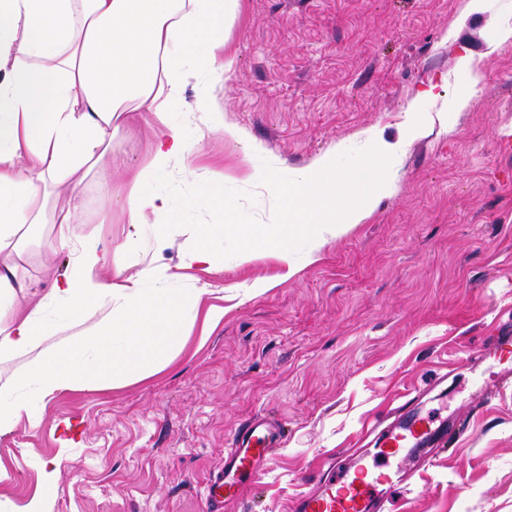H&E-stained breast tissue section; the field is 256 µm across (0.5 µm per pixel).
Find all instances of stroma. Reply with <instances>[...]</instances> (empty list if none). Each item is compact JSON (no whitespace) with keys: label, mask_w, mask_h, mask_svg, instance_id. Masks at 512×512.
I'll list each match as a JSON object with an SVG mask.
<instances>
[{"label":"stroma","mask_w":512,"mask_h":512,"mask_svg":"<svg viewBox=\"0 0 512 512\" xmlns=\"http://www.w3.org/2000/svg\"><path fill=\"white\" fill-rule=\"evenodd\" d=\"M470 2L240 0L232 77L202 72L183 88L225 127L191 143L171 177L188 187L223 174L245 193L242 208L267 222L273 202L245 166L285 174L366 148L374 131L403 142L396 185L377 190L370 216L328 239L317 261L292 253L297 273L254 295L252 283L282 272L274 257L188 268L191 229L160 243L151 225L130 223L126 172L147 164L156 128L143 113L70 202L111 250L113 269L128 277L146 261L162 264L169 288L224 317L207 328L196 314L160 372L65 392L21 417L0 437V512L32 495L50 463L59 467L55 512H203L206 478L257 415L281 425V448L223 512H288L325 477L327 458L380 452L384 432L414 414L463 432L425 449L380 512H512V384L490 352L512 334V39L499 38L512 0H483L477 11ZM413 112L431 120L423 135L405 133ZM69 260L49 240L30 243L28 285L48 293ZM64 418L74 431L58 429Z\"/></svg>","instance_id":"stroma-1"}]
</instances>
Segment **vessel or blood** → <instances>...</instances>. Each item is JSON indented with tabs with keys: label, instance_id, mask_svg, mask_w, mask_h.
<instances>
[{
	"label": "vessel or blood",
	"instance_id": "b4317fda",
	"mask_svg": "<svg viewBox=\"0 0 512 512\" xmlns=\"http://www.w3.org/2000/svg\"><path fill=\"white\" fill-rule=\"evenodd\" d=\"M447 431L446 425H434L431 418H409L400 431L386 435L383 461L369 462L361 455L331 461L329 479L292 501L290 512H378L386 485L405 478L413 452ZM279 438V430L263 416L235 434L222 466L211 473L205 488L208 512H221L225 498L256 482Z\"/></svg>",
	"mask_w": 512,
	"mask_h": 512
}]
</instances>
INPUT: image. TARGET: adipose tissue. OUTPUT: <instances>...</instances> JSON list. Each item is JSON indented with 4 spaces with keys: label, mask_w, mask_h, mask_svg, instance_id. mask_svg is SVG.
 I'll return each instance as SVG.
<instances>
[{
    "label": "adipose tissue",
    "mask_w": 512,
    "mask_h": 512,
    "mask_svg": "<svg viewBox=\"0 0 512 512\" xmlns=\"http://www.w3.org/2000/svg\"><path fill=\"white\" fill-rule=\"evenodd\" d=\"M238 0H0V360L31 356L23 379L0 382V436L34 402L64 392H98L164 369L178 350L191 295L167 289V267L146 264L112 281V252L78 231L75 208L53 187L97 173L113 139L137 112H152L157 141L139 184L184 157L190 141L223 126L198 100V126L171 120L187 78L231 76L226 54ZM49 226L75 257L48 294L18 309L25 234ZM101 318L72 343L43 349L59 322Z\"/></svg>",
    "instance_id": "adipose-tissue-1"
}]
</instances>
